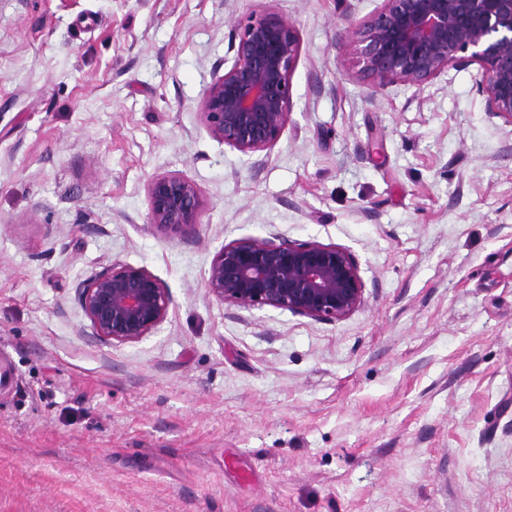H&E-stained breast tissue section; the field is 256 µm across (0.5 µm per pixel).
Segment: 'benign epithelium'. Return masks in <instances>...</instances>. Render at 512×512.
Wrapping results in <instances>:
<instances>
[{
	"mask_svg": "<svg viewBox=\"0 0 512 512\" xmlns=\"http://www.w3.org/2000/svg\"><path fill=\"white\" fill-rule=\"evenodd\" d=\"M360 75L377 89L421 87L461 54L480 62L488 111L512 123V0H384L354 31ZM235 60L204 90L201 109L212 137L242 154L272 148L292 107L291 73L300 50L295 27L271 10L252 14L232 33ZM149 223L163 234L200 223V188L178 173L147 186ZM209 293L244 308L287 310L336 321L358 310L364 284L346 250L316 242L240 240L214 257ZM94 335L135 342L161 324L167 289L145 268L114 265L81 288Z\"/></svg>",
	"mask_w": 512,
	"mask_h": 512,
	"instance_id": "7a95c632",
	"label": "benign epithelium"
}]
</instances>
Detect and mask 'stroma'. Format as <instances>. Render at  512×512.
Here are the masks:
<instances>
[{
    "label": "stroma",
    "instance_id": "obj_1",
    "mask_svg": "<svg viewBox=\"0 0 512 512\" xmlns=\"http://www.w3.org/2000/svg\"><path fill=\"white\" fill-rule=\"evenodd\" d=\"M383 0H0V512H512V124L482 67L360 75ZM300 53L289 123L244 155L200 104L232 30ZM177 172L201 222L150 224ZM335 245L364 302L317 321L207 289L233 241ZM167 289L139 341L94 336L83 284ZM149 222L163 234L200 224L204 201L200 188L179 173L153 177L147 186Z\"/></svg>",
    "mask_w": 512,
    "mask_h": 512
}]
</instances>
